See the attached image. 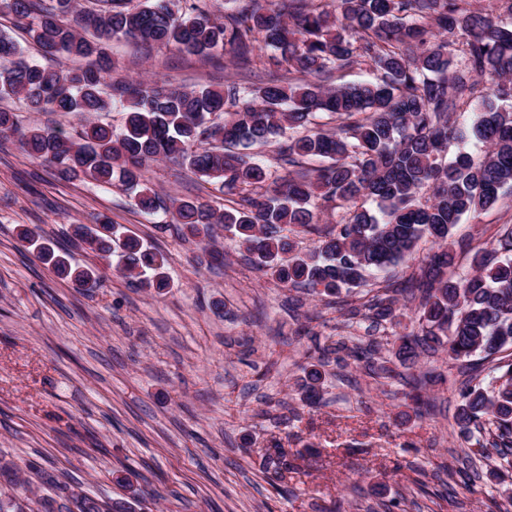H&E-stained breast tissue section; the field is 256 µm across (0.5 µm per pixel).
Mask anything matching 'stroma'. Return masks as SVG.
<instances>
[{
  "label": "stroma",
  "instance_id": "stroma-1",
  "mask_svg": "<svg viewBox=\"0 0 512 512\" xmlns=\"http://www.w3.org/2000/svg\"><path fill=\"white\" fill-rule=\"evenodd\" d=\"M108 52L114 82L217 87L270 75L260 42L247 67L125 39ZM148 177L166 198L223 199L170 161ZM101 216L167 254L169 288L144 291L110 267L102 288L80 292L17 238L19 226L39 227L73 264L90 265L94 254L71 245L67 231ZM162 221L136 210L120 184L61 180L0 141V460L13 466L0 471V495L37 512L53 494L50 476L134 512H496L512 496V471L490 477L497 456L471 484L457 475L471 457L454 421L466 382L459 361L444 351L421 357L417 373L439 380L426 390L433 411L420 417L408 379L376 377L351 355L360 346L393 359L392 328L364 312L385 288L411 284L436 249L430 239L364 287L296 296L228 237L217 239L218 265ZM508 227L512 186L454 228L453 241L468 246L451 275L470 273L474 253L496 247ZM317 361L325 379L311 405L296 384ZM275 444L305 458L284 495L259 454Z\"/></svg>",
  "mask_w": 512,
  "mask_h": 512
}]
</instances>
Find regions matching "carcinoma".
Here are the masks:
<instances>
[{"label":"carcinoma","instance_id":"1","mask_svg":"<svg viewBox=\"0 0 512 512\" xmlns=\"http://www.w3.org/2000/svg\"><path fill=\"white\" fill-rule=\"evenodd\" d=\"M97 2L99 9L87 11L78 0H0V14L11 16L44 56L56 60L33 62L0 33V97L17 99L28 112L86 117L119 103L124 125L88 120L69 136L36 124L23 127L14 113L0 110V140L17 141L63 180L119 182L137 210L168 216L183 238L210 256L215 229L223 228L256 269L284 288L336 296L405 260L427 237L438 251L420 279L372 305L375 319L393 323L396 294L418 301L419 330L399 337L400 364L415 365L426 348L442 347L464 362L512 348V231L493 250L474 254L472 273L445 277L455 259L447 241L460 218L493 206L512 184V107H494L477 81L498 78L492 95L512 98V24L466 9L462 0H277L270 8L261 0H237L231 12L212 8L209 0ZM121 38L204 57L222 51L245 67L260 40L272 51L274 76L261 86L227 83L222 90L118 84L107 96L102 85L112 60L104 43ZM89 57L97 65H66ZM359 62L376 71L378 81L322 84L332 71ZM467 103L473 104V120L464 132L450 123V113ZM316 114L340 124L311 132L307 126ZM221 115L224 120L214 122ZM469 136L486 146L483 156L461 151L443 161L448 140ZM272 142L292 167L282 182L248 153ZM163 159L177 160L218 186L227 204L166 203L146 184L151 164ZM305 159L320 165L307 167ZM425 185L432 197L422 204L417 194ZM329 203L340 215L324 233L319 220ZM296 228L318 234L312 250H296L290 237ZM71 229L101 260L117 256L119 271L144 290L169 287L162 250L107 221ZM19 237L61 278L83 288L101 285L98 266H71L28 228ZM494 371L493 390L478 382L461 391L455 424L466 442L485 425L494 427L493 447L512 467V362ZM322 378L317 365L305 369L298 384L303 401L320 400ZM262 466L276 481L292 464L275 445L265 449ZM53 485L57 497L41 499L42 512H72L73 499L78 512H126L123 501L103 504L65 483Z\"/></svg>","mask_w":512,"mask_h":512}]
</instances>
